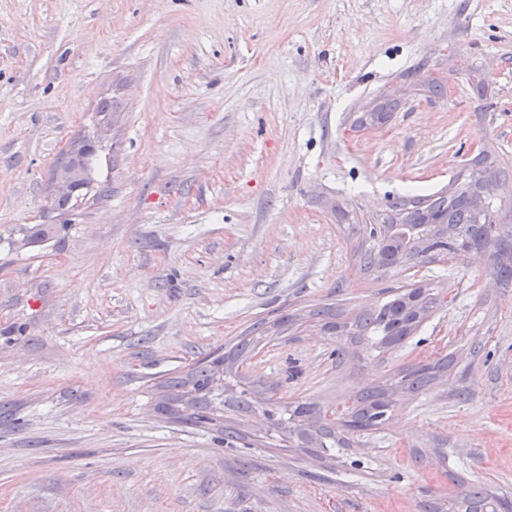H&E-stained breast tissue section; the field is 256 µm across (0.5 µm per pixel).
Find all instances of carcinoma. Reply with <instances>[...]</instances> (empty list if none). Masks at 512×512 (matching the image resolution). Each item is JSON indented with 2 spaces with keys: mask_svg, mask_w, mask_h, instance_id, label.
I'll return each mask as SVG.
<instances>
[{
  "mask_svg": "<svg viewBox=\"0 0 512 512\" xmlns=\"http://www.w3.org/2000/svg\"><path fill=\"white\" fill-rule=\"evenodd\" d=\"M501 175L499 160L490 154L477 156L469 169L456 174L448 191L401 199L394 203L390 213L379 227L359 229L362 242L354 255L362 272L387 271L408 268L424 262H434L450 253L463 254L474 246H493L500 255L508 254L507 237L500 232L497 211L489 207L479 210L474 204L484 178ZM56 228L51 224H35L21 228L19 243L34 244L50 237ZM438 306L436 295L430 289L411 287L392 295L387 301L353 319L324 308L313 312L321 330L338 338H346L358 347L386 353L415 331ZM257 335L242 338L224 355L201 362L194 376L169 381L171 396L166 412L178 415L185 423H210L216 420L220 408L210 398L217 374L238 377V362L251 352L269 328L260 323ZM448 369V360L402 371L384 382L361 390L346 418L331 421L315 406L305 402L281 404L265 401V415L277 427L288 430L292 444L306 451L331 450L347 443V436L364 430L381 428L393 409L392 396L399 391L417 392L429 385L437 373ZM228 387L227 407L238 413L253 410L260 391L252 383L237 382ZM458 507L464 512H507L509 504L491 497L484 489L467 492Z\"/></svg>",
  "mask_w": 512,
  "mask_h": 512,
  "instance_id": "cac0c4a2",
  "label": "carcinoma"
}]
</instances>
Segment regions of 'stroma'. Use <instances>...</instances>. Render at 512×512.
I'll list each match as a JSON object with an SVG mask.
<instances>
[{
	"mask_svg": "<svg viewBox=\"0 0 512 512\" xmlns=\"http://www.w3.org/2000/svg\"><path fill=\"white\" fill-rule=\"evenodd\" d=\"M434 77L451 92L430 96ZM96 134L88 187L57 210L58 162ZM478 140L508 169V218L512 0H0V512H451L475 486L512 502L494 248L360 276L347 224L447 188ZM23 224L60 231L21 247ZM411 284L446 301L389 357L337 361L311 322ZM282 316L298 330L239 371L284 402L330 414L451 365L329 456L253 413L157 412L167 380Z\"/></svg>",
	"mask_w": 512,
	"mask_h": 512,
	"instance_id": "obj_1",
	"label": "stroma"
}]
</instances>
